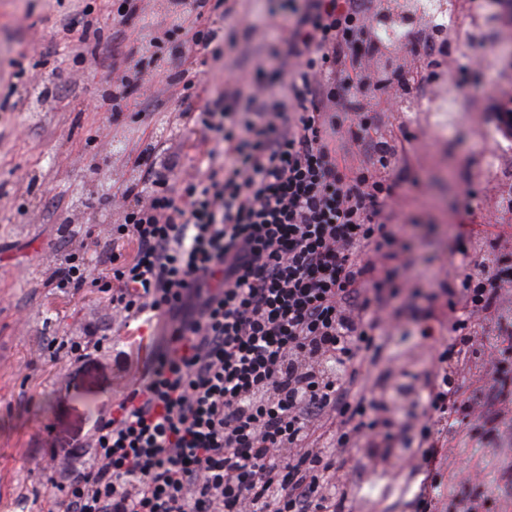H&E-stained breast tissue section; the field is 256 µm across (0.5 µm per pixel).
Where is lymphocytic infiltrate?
Returning a JSON list of instances; mask_svg holds the SVG:
<instances>
[{"instance_id": "1", "label": "lymphocytic infiltrate", "mask_w": 512, "mask_h": 512, "mask_svg": "<svg viewBox=\"0 0 512 512\" xmlns=\"http://www.w3.org/2000/svg\"><path fill=\"white\" fill-rule=\"evenodd\" d=\"M371 3L315 0L290 24L292 97L264 105L263 127L236 120L232 100L198 112L196 125L224 145L205 176L172 186L152 146L138 148L143 177L122 183V221L109 233L135 253L106 254L110 282L76 252L46 279L99 287L126 319L149 311L167 330L163 348L147 349V377L97 413L92 460L61 487L55 512H344L347 452L386 464L409 373L388 387L360 370L387 378L402 357L389 307L407 283L384 264L398 243L383 212L394 160L356 168L344 146L372 132ZM208 4L184 0L151 47L175 33L191 47L223 42ZM487 244V257L462 244L451 260V338L419 330L436 371L416 397L417 512H436L439 442L479 433L491 448L504 422L484 390L449 381L461 348L482 354L496 403L512 406V312L499 310L512 252Z\"/></svg>"}]
</instances>
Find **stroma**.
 <instances>
[{"instance_id": "stroma-1", "label": "stroma", "mask_w": 512, "mask_h": 512, "mask_svg": "<svg viewBox=\"0 0 512 512\" xmlns=\"http://www.w3.org/2000/svg\"><path fill=\"white\" fill-rule=\"evenodd\" d=\"M113 0H0V512H47L54 486L89 461L81 446L94 413L116 402L145 365L122 313L95 288L74 292L44 282L72 250L94 257L106 250L108 230L120 212L112 204L115 186L130 177L134 144L154 139L153 159L181 182L206 173L216 142L195 125L206 101L251 95L288 100L289 68L281 53L291 9L306 11L308 0H226L215 14L232 8L226 25L232 42L221 50L187 49L178 37L162 44V71L145 72L147 92L121 114L112 112L113 85L131 59L141 55L142 27L168 21L173 0H144L145 14L126 26L114 23ZM91 9L101 32L82 41L66 31L73 14ZM190 70L192 85L167 86L166 75ZM48 80L57 98L40 108L26 103L27 90ZM478 81L485 91L463 99V111L492 110L512 99V60L500 55ZM372 118L392 129L404 154L394 171L385 205L392 221L404 224L413 242L407 259L424 270L417 293H403L400 340L411 370L433 368L428 349L418 346L417 321L430 319L448 330L446 278L455 238L464 224L485 222L492 195L474 183L471 171L488 149L469 119L432 138L424 127L392 112L382 95L373 99ZM102 347L84 360L59 350L49 360L50 340ZM54 450L50 473L36 460ZM486 458L483 491L491 512H512V431L497 447L474 449ZM351 457L345 512H415L421 478L357 473Z\"/></svg>"}]
</instances>
